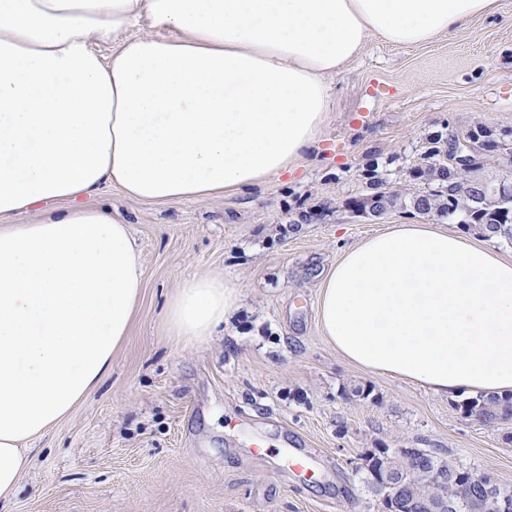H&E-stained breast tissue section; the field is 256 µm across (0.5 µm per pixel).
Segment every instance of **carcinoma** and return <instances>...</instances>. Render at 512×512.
<instances>
[{"instance_id": "carcinoma-1", "label": "carcinoma", "mask_w": 512, "mask_h": 512, "mask_svg": "<svg viewBox=\"0 0 512 512\" xmlns=\"http://www.w3.org/2000/svg\"><path fill=\"white\" fill-rule=\"evenodd\" d=\"M464 141L466 146L462 147V152L471 156V165L463 167L456 163L455 153L445 152L448 140L434 135L429 138L430 147L424 155L427 163L414 169V177L428 186L427 191L405 199L399 193L384 191L385 180L374 175L370 177L374 192L352 200L354 209L362 214L369 213L368 202L372 198L384 211L398 204H408L421 215L473 228L486 238L512 242V194L501 195L493 191L497 181L476 175L484 168L485 154L498 152L511 157L512 140L507 133L497 137L491 129L478 126L467 132ZM460 408L466 417L477 422L508 420L512 418V394L504 398L480 394L463 400ZM383 452L386 464L412 481V494H423L426 479L404 468L400 455L393 449L385 448ZM423 452L431 456L448 476L465 473V469L448 462L440 453L427 448Z\"/></svg>"}]
</instances>
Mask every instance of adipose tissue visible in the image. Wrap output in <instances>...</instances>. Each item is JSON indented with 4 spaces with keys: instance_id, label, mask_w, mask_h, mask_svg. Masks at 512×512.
<instances>
[{
    "instance_id": "ef3b65f1",
    "label": "adipose tissue",
    "mask_w": 512,
    "mask_h": 512,
    "mask_svg": "<svg viewBox=\"0 0 512 512\" xmlns=\"http://www.w3.org/2000/svg\"><path fill=\"white\" fill-rule=\"evenodd\" d=\"M495 3L0 0V501L110 371L140 299L127 224L86 197L221 198L290 172L332 109L327 77L368 36L423 45ZM239 301L221 275L185 279L168 331L203 341ZM318 320L366 369L512 394V259L470 236L395 224L345 249Z\"/></svg>"
}]
</instances>
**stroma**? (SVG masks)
Here are the masks:
<instances>
[{"label":"stroma","mask_w":512,"mask_h":512,"mask_svg":"<svg viewBox=\"0 0 512 512\" xmlns=\"http://www.w3.org/2000/svg\"><path fill=\"white\" fill-rule=\"evenodd\" d=\"M327 84L319 143L288 174L229 198L158 205L112 187L89 198L130 226L139 305L109 374L36 442L6 512H380L356 471L374 448H434L512 491V419L473 421L459 398L353 365L318 323L345 248L428 221L400 206L353 213L369 165L387 191L412 194L431 135L512 130V0L426 45L368 36ZM210 273L238 286V310L207 340L169 336L176 288ZM256 441L267 454H252ZM290 448L307 473L287 463Z\"/></svg>","instance_id":"1"}]
</instances>
